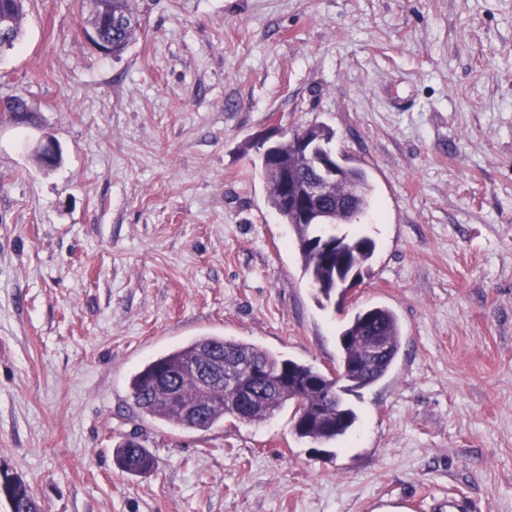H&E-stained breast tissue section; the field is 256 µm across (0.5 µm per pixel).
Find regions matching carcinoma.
<instances>
[{
  "label": "carcinoma",
  "mask_w": 512,
  "mask_h": 512,
  "mask_svg": "<svg viewBox=\"0 0 512 512\" xmlns=\"http://www.w3.org/2000/svg\"><path fill=\"white\" fill-rule=\"evenodd\" d=\"M106 15L111 21L106 32L112 37V56L119 57L136 35V26L123 23L133 14V0H109ZM275 162L260 164L268 189V203L282 223L292 226L304 271L326 300L336 297V284L353 268L363 270L375 252V243L367 237L350 238L328 235L319 224H303L299 215L284 204L282 183L277 169H288L300 179L312 176V169L292 139L274 148ZM358 194L353 207L336 209V197L324 200L321 208L326 220L337 224L355 221V211L371 207L372 187L366 173L354 172ZM339 363L350 365L334 379L320 370L293 359L283 358L255 344L226 336H203L145 363L131 378L132 395L143 415L154 420L197 431H207L225 421L261 423L274 416L286 403H293L292 432L299 440L329 443L347 434L357 414L345 402L344 395L370 386L389 372L401 347V328L395 313L381 305L361 309L345 324L338 336ZM388 346L386 355L365 365L372 344ZM215 359L224 365V377L236 383H224V395L208 397L207 412L201 418H185L160 402L155 381L163 377L183 395L200 394V379L183 367L193 361ZM122 471L144 474L153 470L155 458L141 443L122 441L115 448ZM14 495L16 512H39L38 497L23 480H17Z\"/></svg>",
  "instance_id": "1"
}]
</instances>
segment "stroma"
Instances as JSON below:
<instances>
[{
    "mask_svg": "<svg viewBox=\"0 0 512 512\" xmlns=\"http://www.w3.org/2000/svg\"><path fill=\"white\" fill-rule=\"evenodd\" d=\"M121 57L83 0H26L0 57V475L45 512H512V0H135ZM326 125L373 185L375 243L346 301L309 283L253 143ZM54 138L59 164L33 148ZM391 372L345 437L291 408L200 432L142 416L131 376L200 336L327 372L370 304ZM136 434L156 459L121 471Z\"/></svg>",
    "mask_w": 512,
    "mask_h": 512,
    "instance_id": "1",
    "label": "stroma"
}]
</instances>
